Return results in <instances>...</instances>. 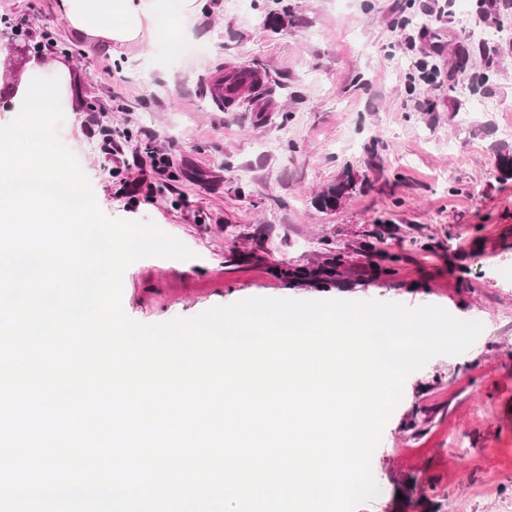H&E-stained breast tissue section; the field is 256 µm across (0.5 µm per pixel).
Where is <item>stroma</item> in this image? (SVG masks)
Listing matches in <instances>:
<instances>
[{"label": "stroma", "mask_w": 512, "mask_h": 512, "mask_svg": "<svg viewBox=\"0 0 512 512\" xmlns=\"http://www.w3.org/2000/svg\"><path fill=\"white\" fill-rule=\"evenodd\" d=\"M503 0H204L181 36L160 30L134 53L76 38L59 0H0V126L17 115L13 72L34 58L71 70L79 111L60 141L108 217L153 222L193 253L151 256L124 273L122 307L158 324L250 297L438 305L483 330L464 353L410 374L372 455L379 494L357 512H506L512 505V27ZM295 21L273 31L268 13ZM449 7L450 25L434 12ZM265 68L271 95L216 110L206 80ZM127 129L108 156L102 125ZM173 164L149 198L124 193L133 157ZM353 192L332 212L315 197L344 169ZM407 252L366 278L359 250ZM426 250L410 251V240ZM331 284L276 278L327 247Z\"/></svg>", "instance_id": "1"}]
</instances>
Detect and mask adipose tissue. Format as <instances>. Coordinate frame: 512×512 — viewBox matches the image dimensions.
Listing matches in <instances>:
<instances>
[{
	"label": "adipose tissue",
	"instance_id": "ef3b65f1",
	"mask_svg": "<svg viewBox=\"0 0 512 512\" xmlns=\"http://www.w3.org/2000/svg\"><path fill=\"white\" fill-rule=\"evenodd\" d=\"M197 9V0H60V11L74 36L124 49L159 29H181Z\"/></svg>",
	"mask_w": 512,
	"mask_h": 512
}]
</instances>
